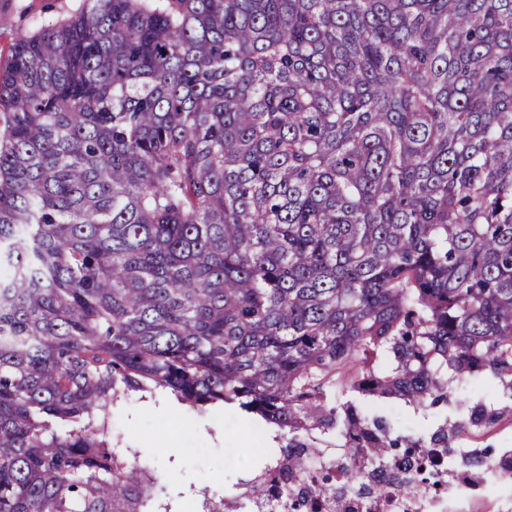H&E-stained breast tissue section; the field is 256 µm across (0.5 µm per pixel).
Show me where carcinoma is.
<instances>
[{"label":"carcinoma","instance_id":"cac0c4a2","mask_svg":"<svg viewBox=\"0 0 512 512\" xmlns=\"http://www.w3.org/2000/svg\"><path fill=\"white\" fill-rule=\"evenodd\" d=\"M0 512H146L112 404L170 391L362 479L352 400L512 379V0H92L0 71ZM393 355L391 373L375 367Z\"/></svg>","mask_w":512,"mask_h":512}]
</instances>
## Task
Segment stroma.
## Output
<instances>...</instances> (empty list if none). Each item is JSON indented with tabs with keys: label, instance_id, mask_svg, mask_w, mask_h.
<instances>
[{
	"label": "stroma",
	"instance_id": "1",
	"mask_svg": "<svg viewBox=\"0 0 512 512\" xmlns=\"http://www.w3.org/2000/svg\"><path fill=\"white\" fill-rule=\"evenodd\" d=\"M85 0H0V69L7 66L13 44L29 35L35 23L53 24L78 12ZM371 411L387 417L403 434L429 438L439 426L461 424L459 404L481 406L492 418L467 427L453 438L459 453L453 467H466L461 450L498 452L512 448V384L485 370L448 381V404L422 410L399 399L369 397ZM196 428L179 455L158 447L178 426ZM288 442L276 428L256 416L224 406L219 412L177 404L165 391L131 393L112 406V446L122 459L146 467L158 479L149 512H202L203 498L223 500L224 512H250L256 477Z\"/></svg>",
	"mask_w": 512,
	"mask_h": 512
}]
</instances>
